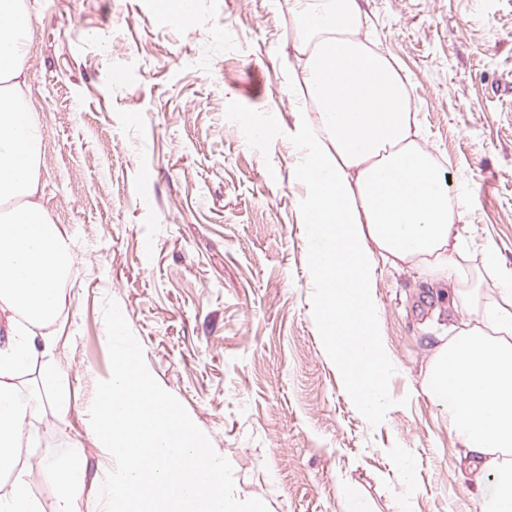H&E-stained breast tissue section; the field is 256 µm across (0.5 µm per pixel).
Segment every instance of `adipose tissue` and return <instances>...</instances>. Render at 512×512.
<instances>
[{"label":"adipose tissue","instance_id":"obj_1","mask_svg":"<svg viewBox=\"0 0 512 512\" xmlns=\"http://www.w3.org/2000/svg\"><path fill=\"white\" fill-rule=\"evenodd\" d=\"M303 202L310 269L325 347L370 419H383L394 362L375 295L377 260L408 264L451 288L457 309L466 279L455 258L465 227L443 167L417 140L409 83L360 37L356 0H296ZM30 12L0 0V312L22 316L0 344V512H42L37 478L57 483L52 512H239L224 495V464L195 425L151 383L137 346L107 336L112 373L88 408L89 431L111 466L86 490L79 446L38 466L19 461L38 394L19 375L40 362L59 414L69 410L68 367L36 328L66 304L60 287L75 262L71 240L40 201L42 136L33 119L25 65ZM510 305L484 309L434 353L423 393L448 417L458 459L476 487L478 512H512V281Z\"/></svg>","mask_w":512,"mask_h":512}]
</instances>
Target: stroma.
Segmentation results:
<instances>
[{
    "mask_svg": "<svg viewBox=\"0 0 512 512\" xmlns=\"http://www.w3.org/2000/svg\"><path fill=\"white\" fill-rule=\"evenodd\" d=\"M361 34L411 84L420 143L471 198L465 266L480 283L458 316L512 275V0H358ZM30 99L41 127L42 204L77 260L53 327L71 407L42 402L35 463L78 444L107 460L86 410L112 361V314L155 387L224 459V493L258 512H474L447 416L419 390L449 320L419 271L378 263L396 369L389 410L360 411L322 348L288 85L294 0H196L187 19L153 0H27ZM270 138L251 141L244 116ZM150 200H143V193ZM493 243L499 266L483 247ZM409 452L410 472L387 451Z\"/></svg>",
    "mask_w": 512,
    "mask_h": 512,
    "instance_id": "obj_1",
    "label": "stroma"
}]
</instances>
